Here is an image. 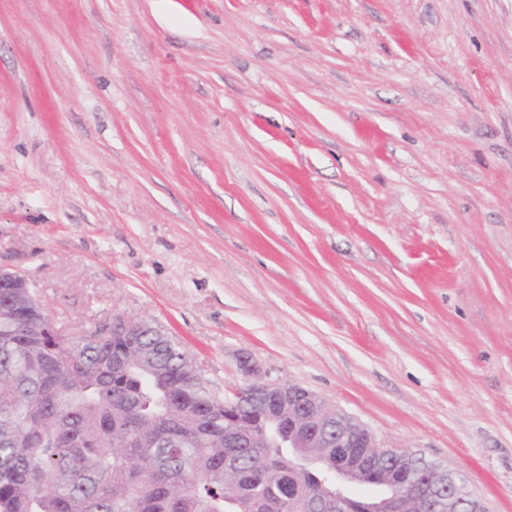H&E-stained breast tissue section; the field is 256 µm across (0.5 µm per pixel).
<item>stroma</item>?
Instances as JSON below:
<instances>
[{
    "label": "stroma",
    "mask_w": 512,
    "mask_h": 512,
    "mask_svg": "<svg viewBox=\"0 0 512 512\" xmlns=\"http://www.w3.org/2000/svg\"><path fill=\"white\" fill-rule=\"evenodd\" d=\"M0 265L512 512V0H0Z\"/></svg>",
    "instance_id": "obj_1"
}]
</instances>
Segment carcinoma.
Instances as JSON below:
<instances>
[{
  "label": "carcinoma",
  "mask_w": 512,
  "mask_h": 512,
  "mask_svg": "<svg viewBox=\"0 0 512 512\" xmlns=\"http://www.w3.org/2000/svg\"><path fill=\"white\" fill-rule=\"evenodd\" d=\"M30 336L0 319V512H310L336 499L286 448L224 445V399L157 324ZM434 471L418 454L394 463Z\"/></svg>",
  "instance_id": "1"
}]
</instances>
